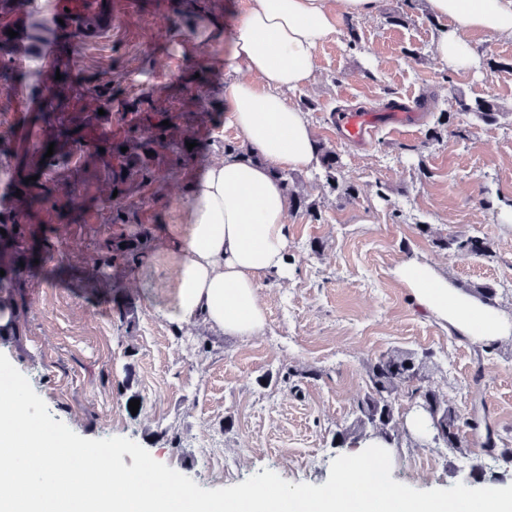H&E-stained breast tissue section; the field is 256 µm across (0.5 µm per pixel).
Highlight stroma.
Masks as SVG:
<instances>
[{
    "instance_id": "1",
    "label": "stroma",
    "mask_w": 512,
    "mask_h": 512,
    "mask_svg": "<svg viewBox=\"0 0 512 512\" xmlns=\"http://www.w3.org/2000/svg\"><path fill=\"white\" fill-rule=\"evenodd\" d=\"M111 22L73 41L74 75L92 66L127 74L135 92H178L189 66L206 69L224 87V43L172 28L168 0H109ZM402 16L392 24L391 16ZM439 25L427 0H379L373 15L347 18L315 52L316 80L285 91L306 112L315 139L336 150L351 198L331 191L314 171H298L299 190L321 222L288 215L287 276L263 281V331L249 339L219 335L202 323L177 329L164 313L176 288L175 258L156 242L143 265L118 271L120 301L83 288L84 272L54 260L32 269L21 340L0 341V353L28 379L54 420L87 439L126 437L158 462L204 489L244 482L272 470L294 483L323 485L336 432L354 418L366 388V365L388 349L429 350L433 387L461 412L483 400L485 416L512 440V341L479 355L477 343L451 333L418 310L391 274L419 257L447 271L459 288L488 282L512 311V40L470 34L476 63L466 72L441 63L432 40ZM496 67H489L488 59ZM19 79L0 95V117L22 126V102L47 74L40 53L19 58ZM431 96L404 130L380 127L366 148L341 141L330 114L337 107L379 111L390 100ZM494 100L501 113L484 123L459 101ZM193 174L170 177L159 195L145 194L148 222L182 230ZM479 235L493 261L440 249L438 238ZM138 309L122 327L118 302ZM480 385H473L474 371ZM139 400L130 412V400ZM422 438L403 436L393 480L418 490L463 482L474 457Z\"/></svg>"
}]
</instances>
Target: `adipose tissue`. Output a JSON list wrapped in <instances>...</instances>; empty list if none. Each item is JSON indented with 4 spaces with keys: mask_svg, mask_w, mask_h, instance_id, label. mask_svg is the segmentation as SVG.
Segmentation results:
<instances>
[{
    "mask_svg": "<svg viewBox=\"0 0 512 512\" xmlns=\"http://www.w3.org/2000/svg\"><path fill=\"white\" fill-rule=\"evenodd\" d=\"M445 24L433 38L438 60L472 68L474 31L512 39V0H427ZM377 0H253L229 29L224 55V119L259 148L260 164L215 158L189 188L187 224L168 241L176 289L166 313L176 327L202 321L249 338L266 324L260 284L288 272V202L276 169L307 168L315 138L305 112L283 92L312 84L317 48L343 18H365ZM249 80H237L239 71ZM415 306L456 335L484 345L512 339V314L457 288L429 262L410 258L392 270Z\"/></svg>",
    "mask_w": 512,
    "mask_h": 512,
    "instance_id": "1",
    "label": "adipose tissue"
}]
</instances>
